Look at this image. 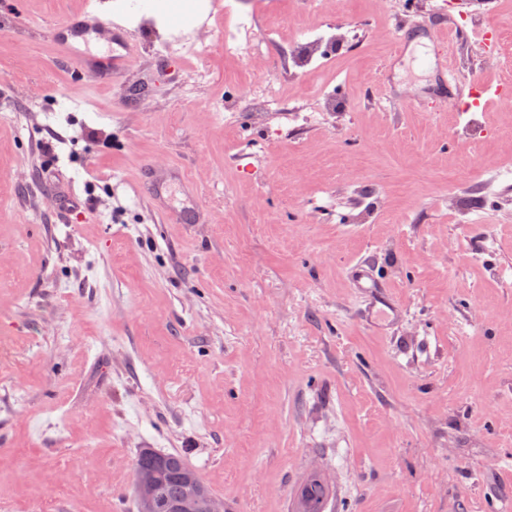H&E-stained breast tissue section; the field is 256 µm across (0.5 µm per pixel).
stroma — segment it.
<instances>
[{
    "label": "stroma",
    "instance_id": "35a3bbf8",
    "mask_svg": "<svg viewBox=\"0 0 512 512\" xmlns=\"http://www.w3.org/2000/svg\"><path fill=\"white\" fill-rule=\"evenodd\" d=\"M208 0H154L198 17L207 73L189 50L141 49L109 83L83 79L50 26L83 0H0V505L8 512H136L140 449L184 453L226 512H293L311 473L330 512H503L512 503V100L463 115L427 99L396 37L444 0H337L362 36L318 72L290 52L322 20L271 0L280 33L225 58ZM469 37L418 46L462 82L512 80V34L482 45L512 0H451ZM264 76L284 122L212 111ZM44 95L31 103L28 89ZM335 87L340 108L322 112ZM83 129L53 170L49 131ZM184 177L199 223L162 220L141 170ZM92 182L95 205L85 204ZM126 206L112 218L113 199ZM374 255L402 310L361 317L349 266Z\"/></svg>",
    "mask_w": 512,
    "mask_h": 512
}]
</instances>
